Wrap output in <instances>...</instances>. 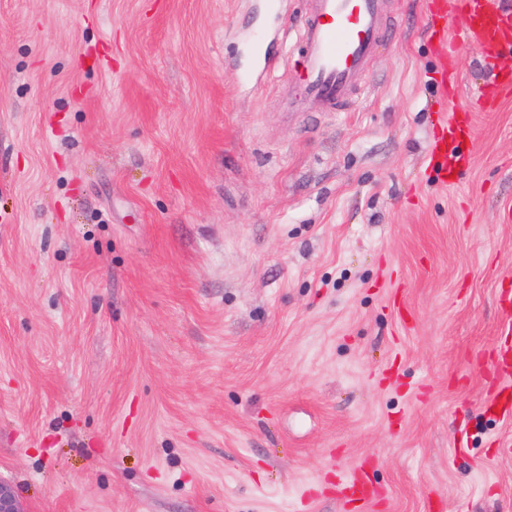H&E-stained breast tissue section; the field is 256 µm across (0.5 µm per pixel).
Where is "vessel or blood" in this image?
Wrapping results in <instances>:
<instances>
[{
  "label": "vessel or blood",
  "instance_id": "1",
  "mask_svg": "<svg viewBox=\"0 0 512 512\" xmlns=\"http://www.w3.org/2000/svg\"><path fill=\"white\" fill-rule=\"evenodd\" d=\"M384 4L385 0H312L300 25L305 100L329 104L347 100L380 41ZM426 9L432 16L454 22L452 31H437L441 72L455 71L460 52L468 46L477 47L488 61L512 49V9L499 0H428ZM443 127L447 136L432 153L447 181L469 162L471 129L456 112L444 118ZM363 471V466H355L345 483L365 505L375 501L379 492L365 483Z\"/></svg>",
  "mask_w": 512,
  "mask_h": 512
}]
</instances>
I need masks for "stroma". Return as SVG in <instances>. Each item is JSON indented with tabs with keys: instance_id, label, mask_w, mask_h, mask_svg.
<instances>
[{
	"instance_id": "1",
	"label": "stroma",
	"mask_w": 512,
	"mask_h": 512,
	"mask_svg": "<svg viewBox=\"0 0 512 512\" xmlns=\"http://www.w3.org/2000/svg\"><path fill=\"white\" fill-rule=\"evenodd\" d=\"M309 0H0V480L24 512H512V95L387 0L344 107ZM266 63L249 73L256 35ZM472 162L440 183L443 115ZM364 469V464L355 465L352 471L346 474L345 484L355 489L357 501L365 505L375 501L380 496V492L365 483L363 479Z\"/></svg>"
}]
</instances>
